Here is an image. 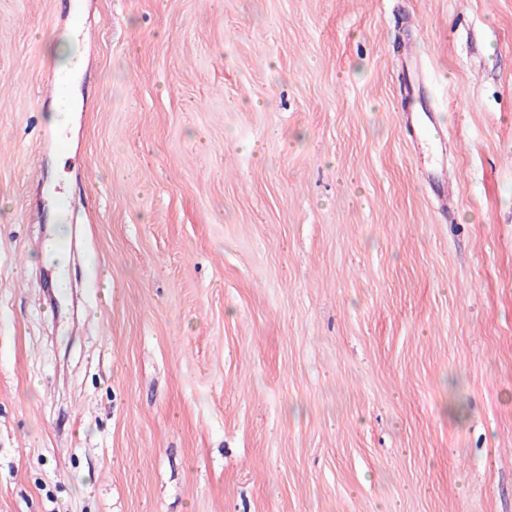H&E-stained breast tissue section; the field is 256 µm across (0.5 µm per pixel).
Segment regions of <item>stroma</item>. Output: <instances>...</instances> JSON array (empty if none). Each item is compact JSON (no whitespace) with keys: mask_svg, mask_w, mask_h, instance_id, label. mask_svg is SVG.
Returning <instances> with one entry per match:
<instances>
[{"mask_svg":"<svg viewBox=\"0 0 512 512\" xmlns=\"http://www.w3.org/2000/svg\"><path fill=\"white\" fill-rule=\"evenodd\" d=\"M0 512H512V0H0Z\"/></svg>","mask_w":512,"mask_h":512,"instance_id":"1","label":"stroma"}]
</instances>
